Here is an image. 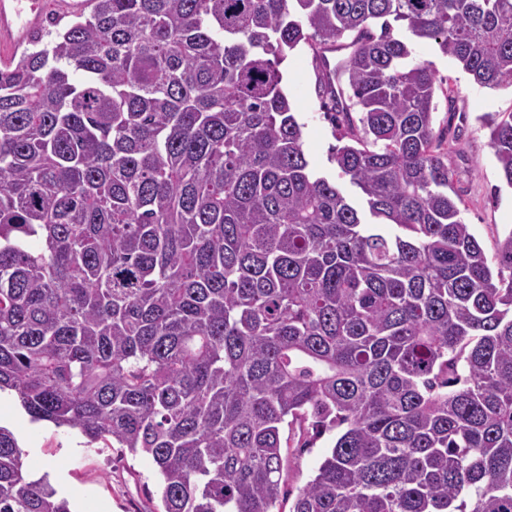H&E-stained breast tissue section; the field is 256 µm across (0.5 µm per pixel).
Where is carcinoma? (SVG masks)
<instances>
[{
    "label": "carcinoma",
    "instance_id": "carcinoma-1",
    "mask_svg": "<svg viewBox=\"0 0 512 512\" xmlns=\"http://www.w3.org/2000/svg\"><path fill=\"white\" fill-rule=\"evenodd\" d=\"M91 2L0 66V391L151 458L159 512H277L335 430L289 512H512V230L488 258L393 33L512 86V0ZM302 41L350 46L317 92L361 208L306 158ZM0 512H71L1 426ZM335 438L336 431L324 435L315 443L313 448L303 453L296 452L295 448L291 449L293 454L290 455L288 463L287 481L284 486L285 500L283 511L288 512L299 489L315 474L324 458V454L333 446Z\"/></svg>",
    "mask_w": 512,
    "mask_h": 512
}]
</instances>
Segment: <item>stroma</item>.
Wrapping results in <instances>:
<instances>
[{"label":"stroma","instance_id":"35a3bbf8","mask_svg":"<svg viewBox=\"0 0 512 512\" xmlns=\"http://www.w3.org/2000/svg\"><path fill=\"white\" fill-rule=\"evenodd\" d=\"M412 59L431 62L443 81L444 89L435 97L434 127L448 142L453 189L465 220L486 255L494 256L512 231V189L502 184L482 117L512 113V87H479L454 60L429 43L415 44ZM280 71L282 86L303 125L304 149L312 167L336 182L351 199H359V190L340 175L331 159L336 130L316 93L318 71L312 48L300 44ZM0 425L15 434L24 452L28 479L47 478L69 500L71 512H159L160 479L149 457L132 455L123 448H90L76 430L31 422L8 392L0 394ZM334 441V435H324L313 448L290 456L285 505H292Z\"/></svg>","mask_w":512,"mask_h":512}]
</instances>
